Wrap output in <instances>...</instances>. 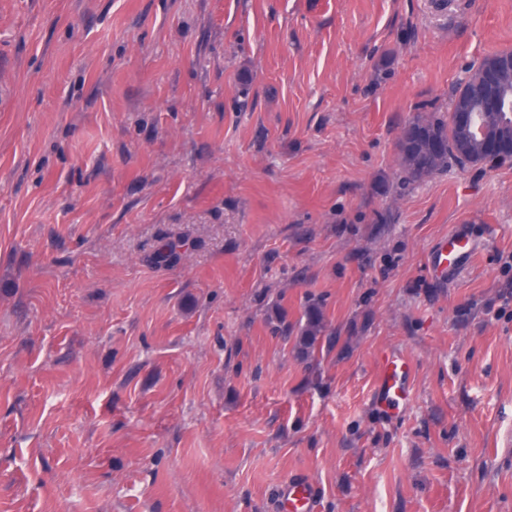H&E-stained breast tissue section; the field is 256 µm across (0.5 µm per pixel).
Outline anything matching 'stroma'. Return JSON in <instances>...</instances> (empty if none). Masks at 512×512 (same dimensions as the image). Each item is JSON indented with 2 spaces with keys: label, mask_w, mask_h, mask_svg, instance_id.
Returning <instances> with one entry per match:
<instances>
[{
  "label": "stroma",
  "mask_w": 512,
  "mask_h": 512,
  "mask_svg": "<svg viewBox=\"0 0 512 512\" xmlns=\"http://www.w3.org/2000/svg\"><path fill=\"white\" fill-rule=\"evenodd\" d=\"M501 51L512 0H0V512H278L295 478L512 512V164L387 189ZM312 297L348 343L309 364L266 318ZM478 249V242L460 224L448 234V237L437 243L430 254V260L434 266L445 268L448 276L457 277L466 269ZM186 243H179L166 234L158 237L153 250L147 255V260L154 265H165L178 258V248ZM409 373L410 365L406 358L400 356L382 358L375 399L388 412L398 414L407 403Z\"/></svg>",
  "instance_id": "35a3bbf8"
}]
</instances>
